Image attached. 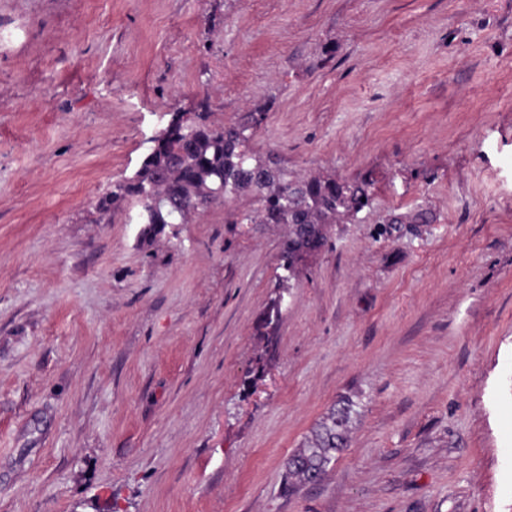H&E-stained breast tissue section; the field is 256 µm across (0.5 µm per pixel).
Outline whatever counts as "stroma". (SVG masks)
Masks as SVG:
<instances>
[{"instance_id": "obj_1", "label": "stroma", "mask_w": 512, "mask_h": 512, "mask_svg": "<svg viewBox=\"0 0 512 512\" xmlns=\"http://www.w3.org/2000/svg\"><path fill=\"white\" fill-rule=\"evenodd\" d=\"M0 30V512H512V0H0ZM205 73L216 121L271 103L250 147L289 175L374 183L271 348L253 196L93 216ZM344 397L347 448L286 485Z\"/></svg>"}]
</instances>
